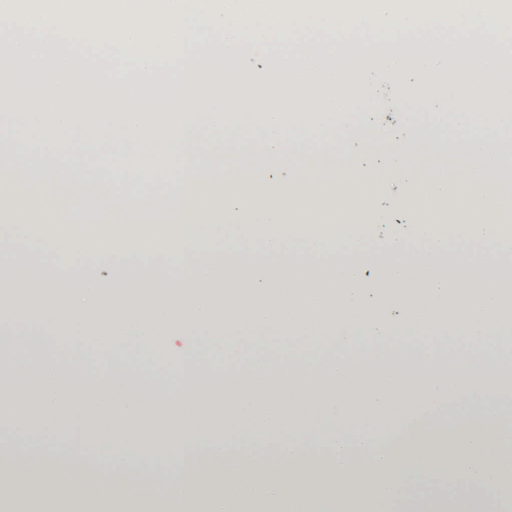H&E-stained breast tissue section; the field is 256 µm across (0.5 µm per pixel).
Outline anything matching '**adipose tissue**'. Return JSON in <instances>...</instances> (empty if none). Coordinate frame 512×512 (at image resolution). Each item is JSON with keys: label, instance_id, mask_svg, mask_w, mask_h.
Returning a JSON list of instances; mask_svg holds the SVG:
<instances>
[{"label": "adipose tissue", "instance_id": "obj_1", "mask_svg": "<svg viewBox=\"0 0 512 512\" xmlns=\"http://www.w3.org/2000/svg\"><path fill=\"white\" fill-rule=\"evenodd\" d=\"M258 7L271 76L250 110L0 115L17 237L0 250V397L39 411L26 425L0 400V512H227L248 493L376 512L431 469L443 488L409 512H503L512 0ZM380 73L406 137L364 120ZM457 77L466 100L423 111ZM477 150L452 190L449 164ZM392 179L412 220L378 237ZM88 237L92 263H73ZM482 392L503 399L448 401Z\"/></svg>", "mask_w": 512, "mask_h": 512}]
</instances>
